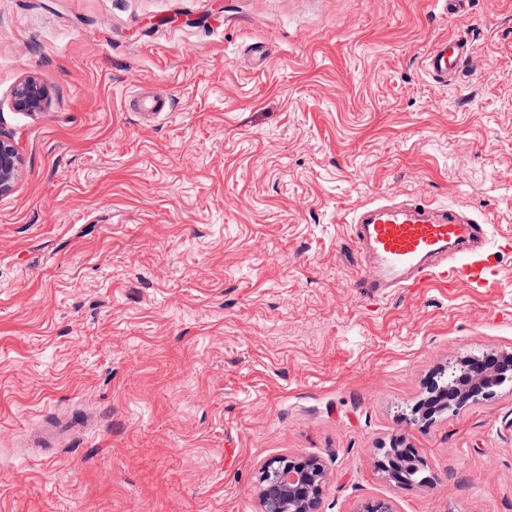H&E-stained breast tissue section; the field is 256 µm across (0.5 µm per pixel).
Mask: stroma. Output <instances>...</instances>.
I'll use <instances>...</instances> for the list:
<instances>
[{"label":"stroma","mask_w":512,"mask_h":512,"mask_svg":"<svg viewBox=\"0 0 512 512\" xmlns=\"http://www.w3.org/2000/svg\"><path fill=\"white\" fill-rule=\"evenodd\" d=\"M27 76L42 114L12 106ZM0 134V512H258L284 453L331 473L322 512H512V388L403 419L512 355V250L490 287L374 298L350 222L416 197L512 238V0H0ZM64 408L99 423L21 452ZM394 440L434 484L379 469ZM472 55L468 36L439 42L425 59L427 74L439 83L457 77L466 67ZM22 159L12 142L0 135V197L12 192ZM504 365V358L496 353H485L477 362V371L473 375L474 383L486 381L488 379H495V371L502 368Z\"/></svg>","instance_id":"1"}]
</instances>
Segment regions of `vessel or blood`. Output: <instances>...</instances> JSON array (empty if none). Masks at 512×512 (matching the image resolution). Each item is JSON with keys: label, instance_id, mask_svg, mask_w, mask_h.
I'll use <instances>...</instances> for the list:
<instances>
[{"label": "vessel or blood", "instance_id": "obj_1", "mask_svg": "<svg viewBox=\"0 0 512 512\" xmlns=\"http://www.w3.org/2000/svg\"><path fill=\"white\" fill-rule=\"evenodd\" d=\"M471 55L469 37L439 42L425 59L426 72L446 82L464 70ZM352 222L357 249L365 258L359 285L375 297L429 279L452 287H489L495 270L486 258L488 246L512 248L511 239L490 240L479 219L420 198L401 204L370 202L356 211ZM91 426L83 415L46 417L25 440L32 448H49Z\"/></svg>", "mask_w": 512, "mask_h": 512}]
</instances>
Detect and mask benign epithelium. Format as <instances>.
<instances>
[{
	"label": "benign epithelium",
	"instance_id": "1",
	"mask_svg": "<svg viewBox=\"0 0 512 512\" xmlns=\"http://www.w3.org/2000/svg\"><path fill=\"white\" fill-rule=\"evenodd\" d=\"M13 106L31 114L48 106L45 86L35 77L21 79L12 91ZM22 159L12 142L0 135V197L12 192L18 179ZM504 358L489 352L477 362L474 383L495 378ZM329 473L315 457L288 454L275 456L259 468L256 487L259 512H321L323 492Z\"/></svg>",
	"mask_w": 512,
	"mask_h": 512
}]
</instances>
